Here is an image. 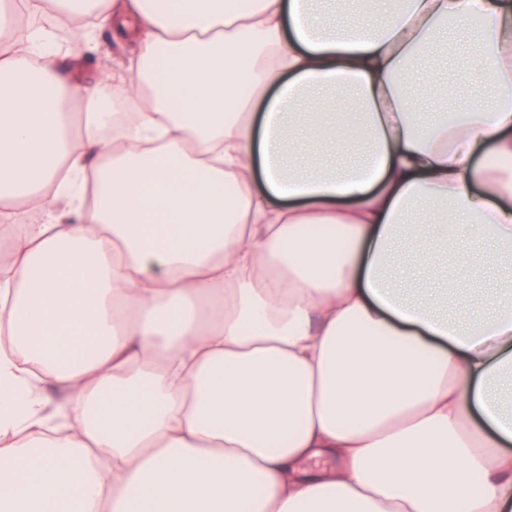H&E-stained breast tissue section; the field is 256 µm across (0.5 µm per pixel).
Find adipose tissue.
<instances>
[{
  "instance_id": "1",
  "label": "adipose tissue",
  "mask_w": 512,
  "mask_h": 512,
  "mask_svg": "<svg viewBox=\"0 0 512 512\" xmlns=\"http://www.w3.org/2000/svg\"><path fill=\"white\" fill-rule=\"evenodd\" d=\"M370 3L0 0V512H512V0ZM132 46L125 42H116L107 29H98L93 38L79 43L76 59L62 61L65 73H74L80 84H92L112 69L126 67L134 57ZM462 66L461 61L453 57H448V80L445 87L435 94L424 90L420 86L415 88L417 112L422 120L426 121L430 119L434 112L442 109L447 108L448 112H452L455 104V96L463 90L473 93L478 91L476 87L477 77L474 72H472L470 79H467L468 86L470 87H464L461 83L462 76L464 75Z\"/></svg>"
}]
</instances>
